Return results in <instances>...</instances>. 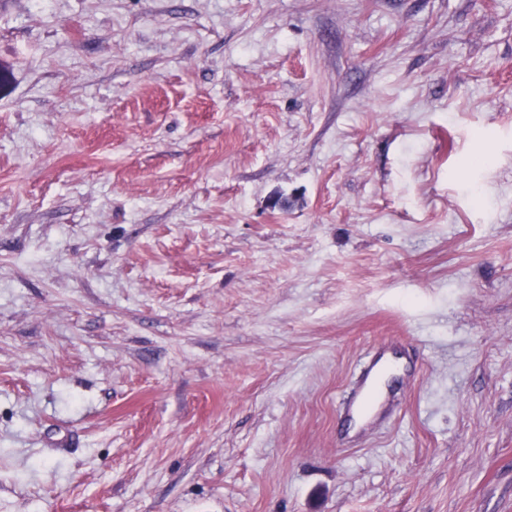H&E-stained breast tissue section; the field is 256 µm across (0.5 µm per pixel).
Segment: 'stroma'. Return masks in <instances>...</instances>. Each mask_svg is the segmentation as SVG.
<instances>
[{"mask_svg": "<svg viewBox=\"0 0 512 512\" xmlns=\"http://www.w3.org/2000/svg\"><path fill=\"white\" fill-rule=\"evenodd\" d=\"M0 67V512H512V0H0Z\"/></svg>", "mask_w": 512, "mask_h": 512, "instance_id": "obj_1", "label": "stroma"}]
</instances>
